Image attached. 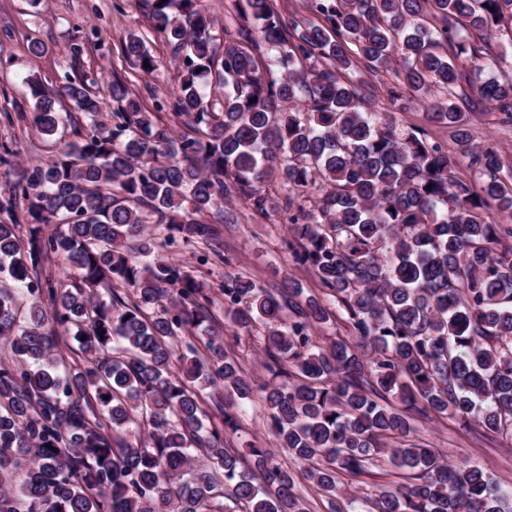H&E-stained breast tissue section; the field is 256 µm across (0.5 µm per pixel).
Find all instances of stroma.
I'll list each match as a JSON object with an SVG mask.
<instances>
[{
  "mask_svg": "<svg viewBox=\"0 0 512 512\" xmlns=\"http://www.w3.org/2000/svg\"><path fill=\"white\" fill-rule=\"evenodd\" d=\"M147 11L144 0H0V193H6L25 168L55 153L52 140L40 135L24 118L33 107L25 84L28 75H38L49 88L76 77L102 97L107 96V85L117 76L150 109L172 96L177 69L170 48L150 36ZM132 30L148 35V46L160 65L155 76H143L121 61V43ZM34 41L42 45L41 55L31 53ZM469 123L473 144L495 143L503 162L512 165L511 124L502 123L498 113L486 110L472 112ZM232 212L233 224L221 226L217 240L229 263L212 265L213 280H220L230 266L270 289L292 276L299 279L305 293H317L318 283L312 273L294 265L283 252V226L254 221L248 208L240 204L234 205ZM224 343L246 372L266 378L258 337L239 336L228 328ZM240 425L232 437L233 447L272 445L260 397L246 402ZM419 437L450 461L471 462L498 482L512 485V447L500 440L474 428H462L446 417L422 424Z\"/></svg>",
  "mask_w": 512,
  "mask_h": 512,
  "instance_id": "stroma-1",
  "label": "stroma"
}]
</instances>
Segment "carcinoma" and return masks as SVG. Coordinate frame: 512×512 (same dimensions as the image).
Listing matches in <instances>:
<instances>
[{
  "label": "carcinoma",
  "mask_w": 512,
  "mask_h": 512,
  "mask_svg": "<svg viewBox=\"0 0 512 512\" xmlns=\"http://www.w3.org/2000/svg\"><path fill=\"white\" fill-rule=\"evenodd\" d=\"M147 2L177 65L166 107L181 134L118 77L111 112L82 79H28L38 133H59L61 99L80 120L0 194V337L13 353L0 363V512H305L301 478L331 512H512V488L417 437L449 415L512 441V224L486 216L512 218V186L496 144L471 147L457 93L466 82L512 124V0H306L315 22L245 0L221 35L206 0ZM503 23L509 49L495 54L486 34ZM122 53L147 77L159 69L137 31ZM360 64L405 85L390 108H369L350 78ZM415 100L455 129L468 177L425 129H397L393 112ZM232 200L260 223L288 216L281 246L327 300L291 280L274 295L240 273L208 279L209 255L229 261L201 217ZM176 244L210 253L193 270L164 256ZM53 254L70 284L45 274ZM219 294L231 326L264 328L267 383L224 350ZM337 314L350 336L328 343L317 331ZM202 326L204 355L186 340ZM63 335L82 363L67 365ZM257 391L276 443L251 445L244 469L227 438ZM381 463L406 481L365 496L342 481Z\"/></svg>",
  "instance_id": "1"
}]
</instances>
